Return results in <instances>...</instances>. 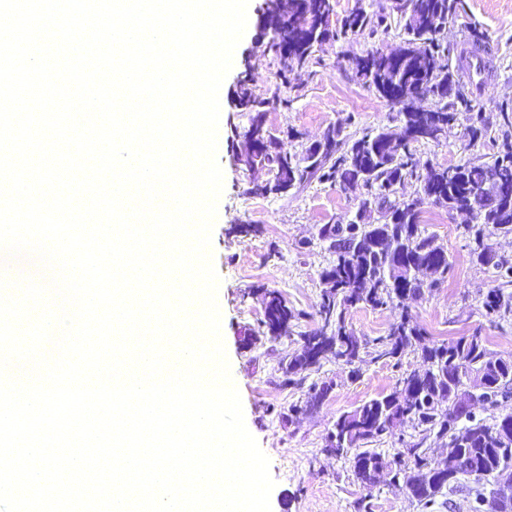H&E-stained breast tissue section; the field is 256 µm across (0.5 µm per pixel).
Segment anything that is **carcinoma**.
I'll use <instances>...</instances> for the list:
<instances>
[{
    "mask_svg": "<svg viewBox=\"0 0 512 512\" xmlns=\"http://www.w3.org/2000/svg\"><path fill=\"white\" fill-rule=\"evenodd\" d=\"M461 0H392L390 9L405 18L404 37L397 49L380 55L369 67L361 57L350 60L351 68L363 85L374 88L390 103L403 93L423 92L438 100L437 112H401L400 124L383 127L360 137H344L339 128L331 127L326 137L333 148L322 154L309 146L303 156L291 153L284 143L273 138L266 128L267 101L257 97L244 83L240 84L239 106L249 112L245 138L252 141L249 160L268 170V186H253L246 193L253 196H286L288 192L311 180L337 182L344 188L363 189L356 218L325 224L319 240L327 245L333 259L321 277L329 289L321 294L317 314L321 326L302 335V343L288 362L282 365L284 384L296 383L300 375L319 364L326 353L336 361L359 372L366 342L350 331L346 313L358 305L383 307L408 298H418L424 290L440 284L436 279L426 284L419 273L429 267L446 272L448 254L436 244L435 236L421 228V201L396 197L397 186L417 176L418 162L412 144L423 141L415 133L432 129L439 122L454 121L459 112H473L467 128L470 140L488 133L482 106L467 95L448 97V89L457 83L463 70V55L444 45L441 34L449 21L458 16ZM334 11L333 0H266L267 24L283 32L272 44L274 61L283 87H288V73L308 66L316 42L354 32H389L391 14L384 5L368 12L357 4L332 29L327 18ZM448 55V68L437 69L435 57ZM503 151L490 161L472 162L453 167L431 166L423 180L424 194L435 197L448 211L467 210L475 220L464 230L473 234L477 262L491 266L512 284V264L501 258L491 260V248L484 243L485 232L512 234V120L503 114ZM385 211V222H363L373 207ZM262 327L272 338L288 335L301 312L288 306L276 291L264 294ZM483 308L488 316L512 314V292L502 288L488 292ZM425 332L402 308L400 320L385 336L373 340L375 358L398 359ZM424 369L403 378L390 393L370 399L350 412L340 415L329 433L327 448L342 456L353 453V474L359 484H378L396 476L403 477L413 499L423 506L433 503L443 490H457L472 498L471 512H483L486 495L478 483L487 477L498 478L512 473V414L491 423L474 418L470 406L459 402L444 416L437 412L441 404L466 394L465 381L480 382L477 402L495 408L500 401L512 399V359L488 356L483 337L473 334L426 346L421 350ZM429 432L448 447L446 472L432 471L422 449L423 441H409L389 461L372 447L393 432L396 425ZM476 486L471 487L466 481Z\"/></svg>",
    "mask_w": 512,
    "mask_h": 512,
    "instance_id": "carcinoma-1",
    "label": "carcinoma"
}]
</instances>
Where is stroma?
I'll use <instances>...</instances> for the list:
<instances>
[{"mask_svg": "<svg viewBox=\"0 0 512 512\" xmlns=\"http://www.w3.org/2000/svg\"><path fill=\"white\" fill-rule=\"evenodd\" d=\"M264 3L249 0L247 27L219 93L216 158L223 171V190L211 234V256L220 277L222 339L229 367L239 378L246 427L271 461L275 481L271 512H355L364 491L353 475L351 456L326 452L327 434L341 414L391 392L402 378L420 370V352L410 347L396 362L360 363L355 377L328 356L305 372L301 382L284 384L282 363L299 348L302 333L318 326L316 305L326 289L321 274L332 260L318 241V230L354 217L362 193L336 182L314 180L282 198L248 195L251 181L267 180L269 174L247 172L235 164L248 114L233 106L231 96L245 83L255 95L269 99V132L299 155L331 127L354 137L397 126L399 107L359 82L350 60L371 50L389 52L399 45L403 30L395 25L385 34L324 42L308 67L290 74L292 88L284 107L272 99L278 78L265 53L269 38L257 24ZM473 25L488 36L482 52L489 69L478 76L463 75L462 81L469 97L482 104L489 131L485 138L470 141L468 115L460 113L439 141L417 145L420 163L446 167L487 161L502 142L503 115L512 113V0H463L457 19L443 35L444 42L462 48ZM463 222L445 206L424 204L422 226L448 254V272L441 285L403 308L394 303L377 309L355 307L346 316L348 328L372 340L386 335L406 309L425 329L426 342L477 333L493 357H512V315L491 321L483 310L486 295L500 286L501 279L494 268L473 261V242L464 233ZM240 223L258 225L260 231L245 237L229 235L230 226ZM266 289L278 291L302 313L290 334L277 339L257 331ZM325 383L330 386L328 393L318 408H310L311 388ZM370 504L372 512H470L462 493L444 491L425 508L402 489L384 483L376 486Z\"/></svg>", "mask_w": 512, "mask_h": 512, "instance_id": "obj_1", "label": "stroma"}]
</instances>
